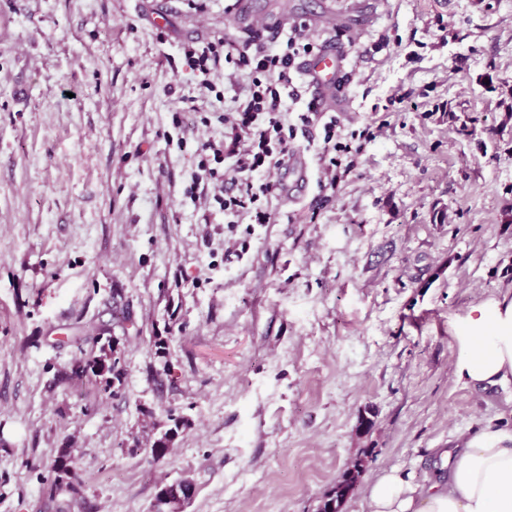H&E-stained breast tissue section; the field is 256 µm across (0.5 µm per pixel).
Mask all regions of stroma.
<instances>
[{
	"label": "stroma",
	"instance_id": "35a3bbf8",
	"mask_svg": "<svg viewBox=\"0 0 512 512\" xmlns=\"http://www.w3.org/2000/svg\"><path fill=\"white\" fill-rule=\"evenodd\" d=\"M253 2L371 48L341 82L342 126L377 134L360 168L270 224L194 180L233 131L184 50L250 35L225 0H0V512H152L185 478L184 512H318L356 460L340 512H365L383 471L512 430V384L454 375L470 307L512 297V0ZM116 307L124 383L78 390ZM65 445L78 501L49 493ZM185 422L174 420L173 426L161 432L153 438L150 446V453L154 459L164 458L170 453L175 438L179 434V430L185 426ZM195 494V486L190 479L160 487L155 495L154 512H180Z\"/></svg>",
	"mask_w": 512,
	"mask_h": 512
}]
</instances>
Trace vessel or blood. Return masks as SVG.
Masks as SVG:
<instances>
[{
    "mask_svg": "<svg viewBox=\"0 0 512 512\" xmlns=\"http://www.w3.org/2000/svg\"><path fill=\"white\" fill-rule=\"evenodd\" d=\"M250 18L252 23L262 28L267 35L273 36L278 32V24L268 15L253 13L249 0H238L230 14L231 22H238L240 18ZM349 53L346 45L333 40L323 42L318 51L306 59L301 65V71L308 87L320 105L335 102L340 109H347L348 104L336 95L340 83V73L343 62Z\"/></svg>",
    "mask_w": 512,
    "mask_h": 512,
    "instance_id": "vessel-or-blood-1",
    "label": "vessel or blood"
}]
</instances>
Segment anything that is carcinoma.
<instances>
[{"label": "carcinoma", "mask_w": 512, "mask_h": 512, "mask_svg": "<svg viewBox=\"0 0 512 512\" xmlns=\"http://www.w3.org/2000/svg\"><path fill=\"white\" fill-rule=\"evenodd\" d=\"M86 335L92 337V348L65 372L66 379L99 381L107 388L121 385L124 369L120 366L119 340L114 336L105 338L103 333L95 331L93 327L86 330ZM183 426L185 423L176 420L173 426L155 436L151 441V456L160 459L168 455ZM359 466L360 463L355 462L346 469L333 493L323 499L319 512H338L344 497V489L354 484V471L358 470ZM60 492L68 493L74 500L82 499L84 494V483L78 477L75 457L72 449L68 447L57 450L54 478L50 488L52 496ZM194 494L195 486L190 479L164 485L155 495L154 512H181Z\"/></svg>", "instance_id": "obj_1"}]
</instances>
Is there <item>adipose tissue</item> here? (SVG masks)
I'll return each instance as SVG.
<instances>
[{"mask_svg":"<svg viewBox=\"0 0 512 512\" xmlns=\"http://www.w3.org/2000/svg\"><path fill=\"white\" fill-rule=\"evenodd\" d=\"M456 342L459 382L512 383V299L472 306ZM442 456L446 483L427 487L389 469L368 487L367 512H512V431L482 432Z\"/></svg>","mask_w":512,"mask_h":512,"instance_id":"adipose-tissue-1","label":"adipose tissue"}]
</instances>
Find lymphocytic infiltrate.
I'll list each match as a JSON object with an SVG mask.
<instances>
[{
  "mask_svg": "<svg viewBox=\"0 0 512 512\" xmlns=\"http://www.w3.org/2000/svg\"><path fill=\"white\" fill-rule=\"evenodd\" d=\"M318 48L308 24L301 21L290 28L284 47L277 50L269 49L257 32L243 40L220 38L200 49H185V64L201 75L203 88L213 89L210 76L224 64L246 83L244 95L231 98L238 147L228 152L223 144L207 140L197 149L200 168L209 169L211 177L224 186L216 200L225 214H244L255 224L272 223L274 214L268 201L279 190L276 174L297 130L317 125L323 129L321 155L330 175L320 186L319 196L324 202L351 173L356 157L363 155L367 144L374 140L372 127L365 125L353 130L349 141H341L337 133L339 119L325 117L312 102L298 113L296 121H289L285 100L298 95L293 83L296 63L315 54ZM228 155L233 158L229 165L224 162Z\"/></svg>",
  "mask_w": 512,
  "mask_h": 512,
  "instance_id": "lymphocytic-infiltrate-1",
  "label": "lymphocytic infiltrate"
}]
</instances>
